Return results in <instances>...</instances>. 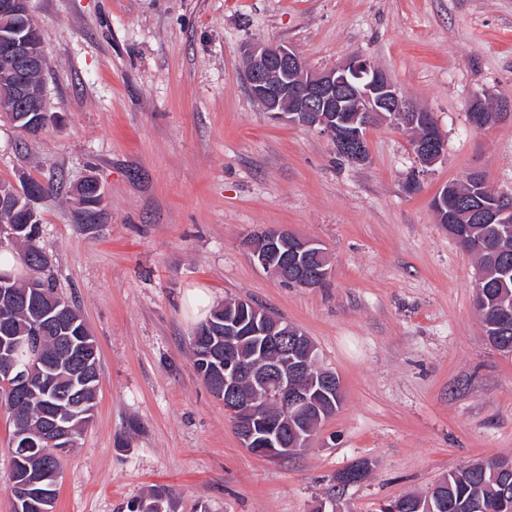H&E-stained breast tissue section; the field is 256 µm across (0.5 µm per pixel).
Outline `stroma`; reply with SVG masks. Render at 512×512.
<instances>
[{"instance_id": "stroma-1", "label": "stroma", "mask_w": 512, "mask_h": 512, "mask_svg": "<svg viewBox=\"0 0 512 512\" xmlns=\"http://www.w3.org/2000/svg\"><path fill=\"white\" fill-rule=\"evenodd\" d=\"M50 121L0 117V181L53 183L34 204L57 292L99 350L94 416L63 457L55 512H118L156 486L175 512H380L455 470L512 457V357L475 308L476 257L438 224L437 190L476 170L512 194V124L478 132L473 92L512 97V0H30ZM297 49L319 71L363 56L432 112L446 150L422 169L411 134L378 124L370 160L273 119L240 46ZM95 176L83 226L75 187ZM322 241L317 288L252 260L254 231ZM246 299L314 342L343 403L309 448H242L196 373L185 298ZM368 465L343 485L338 474Z\"/></svg>"}]
</instances>
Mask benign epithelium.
I'll return each mask as SVG.
<instances>
[{
	"label": "benign epithelium",
	"mask_w": 512,
	"mask_h": 512,
	"mask_svg": "<svg viewBox=\"0 0 512 512\" xmlns=\"http://www.w3.org/2000/svg\"><path fill=\"white\" fill-rule=\"evenodd\" d=\"M29 12V0H0V28L19 13ZM245 61L246 81L251 97L273 118L292 125L305 126L327 134L336 153L347 161L363 165L369 161L367 131L380 121L401 123L410 130L416 126L424 135L414 140V153L424 167L434 165L443 156L445 141L432 114L405 100L390 75L371 61L354 56L339 65L322 71L310 69L293 47L276 43H250L240 48ZM0 55L9 63L13 79L0 83V104L10 110L25 107L31 96L30 87L19 75L41 64L43 47L28 35L0 36ZM487 95L477 92L471 98L469 123L478 131L512 123V99H498L499 106L487 112L483 106ZM40 192H10L30 213ZM468 217L475 224H511L512 195L499 194L494 201L474 203ZM267 248H281L280 272L293 271L299 286L314 288L330 275L328 268H312L306 264L309 254L322 246L314 238L294 235L284 227H272L247 239L256 265L269 269V254L256 247L254 241ZM32 296L46 300L43 317L56 321H80L77 313L63 298H49L42 284L30 283ZM283 321L269 313L248 326L232 318L224 319V378L210 387L211 393L224 401V410L232 420L242 447L262 457L279 458L307 446L309 437L305 418L318 404L316 393L323 395L340 391L336 374L328 372L321 379L318 392L301 387L315 345L299 329L282 328ZM43 324L36 322L25 339L15 340L0 356L4 373L14 374L17 387L35 392L42 387L36 366L42 345ZM256 341V349L248 358L238 353L242 338ZM253 377L274 400V410L255 416L256 399L237 395L239 379ZM89 413L57 410L43 430L51 445L60 453L75 446L76 428L89 424ZM50 475L38 471L25 472L17 485L18 496L28 512H52L49 508Z\"/></svg>",
	"instance_id": "benign-epithelium-1"
}]
</instances>
